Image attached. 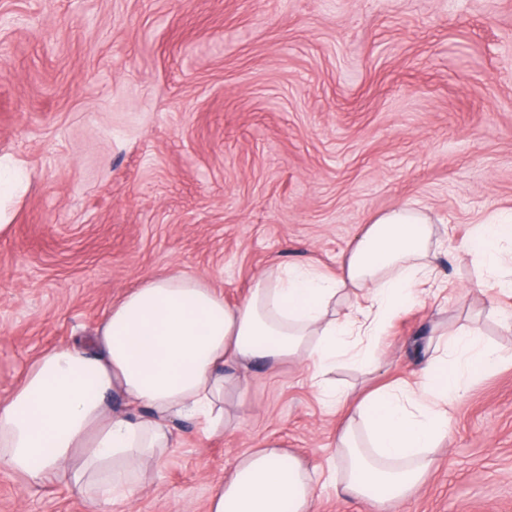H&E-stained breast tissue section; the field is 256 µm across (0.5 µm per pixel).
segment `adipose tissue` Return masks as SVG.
<instances>
[{"mask_svg": "<svg viewBox=\"0 0 512 512\" xmlns=\"http://www.w3.org/2000/svg\"><path fill=\"white\" fill-rule=\"evenodd\" d=\"M507 240L512 222L480 224L467 248L493 268ZM444 241L429 209L407 204L372 218L339 274L278 268L234 306L188 274L147 278L112 305L94 336L44 352L0 397V469L30 487L65 484L96 512H112L139 494L144 462L172 447L175 421L208 437L223 433L231 422L224 396L241 391L243 368L296 360L320 399L335 404L336 366H378L381 336L433 281ZM438 344L445 359L416 385L379 388L350 406L336 433L343 495L380 512L407 499L448 436V403L464 375L499 359L464 326ZM317 476L268 441L215 487L209 512H312Z\"/></svg>", "mask_w": 512, "mask_h": 512, "instance_id": "adipose-tissue-1", "label": "adipose tissue"}]
</instances>
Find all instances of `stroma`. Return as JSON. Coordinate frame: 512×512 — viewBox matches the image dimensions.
I'll use <instances>...</instances> for the list:
<instances>
[{
    "instance_id": "35a3bbf8",
    "label": "stroma",
    "mask_w": 512,
    "mask_h": 512,
    "mask_svg": "<svg viewBox=\"0 0 512 512\" xmlns=\"http://www.w3.org/2000/svg\"><path fill=\"white\" fill-rule=\"evenodd\" d=\"M0 397L85 339L142 279L185 273L242 299L275 266L336 270L370 218L413 201L456 244L349 396L414 381L434 327L501 352L465 377L437 465L398 512H512V294L460 246L512 216V0H0ZM239 430L176 446L112 512H208L245 452L336 464L343 406L290 360L243 376ZM0 512H93L0 471Z\"/></svg>"
}]
</instances>
